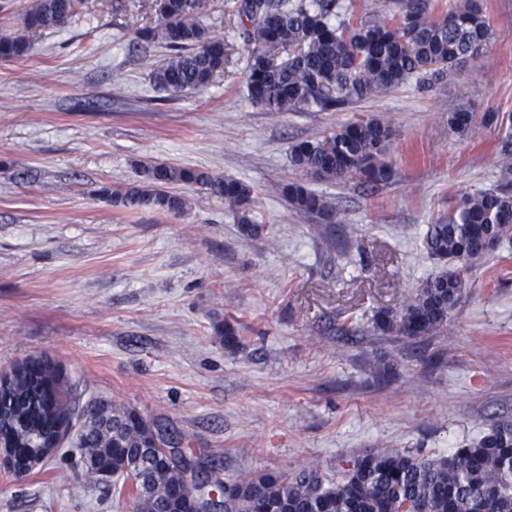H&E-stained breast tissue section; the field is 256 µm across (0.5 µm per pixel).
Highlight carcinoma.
Segmentation results:
<instances>
[{"mask_svg": "<svg viewBox=\"0 0 512 512\" xmlns=\"http://www.w3.org/2000/svg\"><path fill=\"white\" fill-rule=\"evenodd\" d=\"M400 12L372 21H336L341 0H254L238 14L250 22L247 44L248 96L268 112L304 109L336 112L403 84L410 78L444 76L463 68L491 44L494 30L483 0H398ZM81 0H32L23 27L0 34V59L16 60L32 50L33 33L61 27L79 14ZM205 0H151L157 24L137 29L138 37L167 49L154 66V84L169 93L207 88L224 71V39L203 23ZM496 128L497 163L512 174V114L482 116L460 106L448 113V127L460 137L474 128ZM395 135L378 117L357 119L293 145L291 163L305 176L330 182L354 181L377 188L393 175L387 159ZM142 184L103 188L100 196L127 209L155 208L177 213L186 199L172 185L197 186L224 200L239 230L259 234L252 189L240 181L196 168L152 162L141 168ZM283 195L293 209L320 224L338 222L332 199L301 182ZM512 239V190H478L460 196L448 213L428 225L427 255L440 265L398 311H378L373 327L388 335L423 338L448 335L451 314L466 290L471 270L490 245ZM64 383L59 368L37 358L0 383V440L21 451L52 443L73 415L71 401L56 397ZM175 437L137 410L104 402L92 405L79 432L83 469L91 479L110 470L123 475L126 463L140 460L132 499L136 512H179L198 497L203 505L224 495V512H512V421L495 423L479 439L447 455L431 457L406 448L380 445L354 459L336 480L309 465L297 472L271 470L208 487L184 484L165 463L178 448Z\"/></svg>", "mask_w": 512, "mask_h": 512, "instance_id": "carcinoma-1", "label": "carcinoma"}]
</instances>
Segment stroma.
I'll return each mask as SVG.
<instances>
[{
    "label": "stroma",
    "instance_id": "stroma-1",
    "mask_svg": "<svg viewBox=\"0 0 512 512\" xmlns=\"http://www.w3.org/2000/svg\"><path fill=\"white\" fill-rule=\"evenodd\" d=\"M99 2L38 32L29 56L0 60V371L51 359L79 407L136 409L219 481L309 465L332 478L381 444L441 456L512 420V240L473 268L447 336L419 342L371 321L436 271L428 224L502 180L497 130L460 138L448 113H512V0H485L495 37L455 74L282 114L248 98L238 0H208L203 20L229 60L206 91L179 96L151 81L165 49L135 34L148 0ZM366 116L396 131L392 178L373 190L310 181L334 199L336 224L291 210V145ZM148 161L249 185L260 235L195 186H173L180 214L95 197L137 183ZM0 512L133 503L63 450L21 477L0 469Z\"/></svg>",
    "mask_w": 512,
    "mask_h": 512
}]
</instances>
